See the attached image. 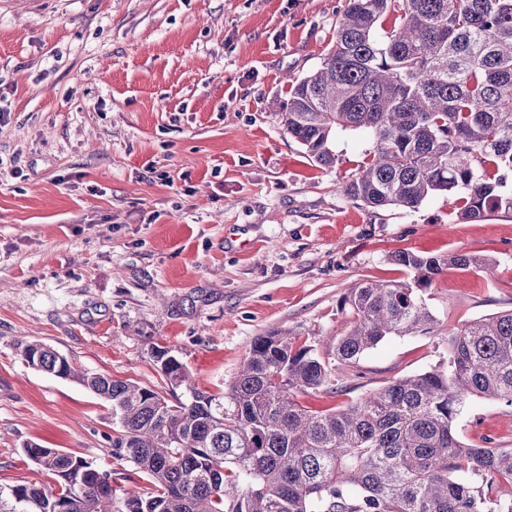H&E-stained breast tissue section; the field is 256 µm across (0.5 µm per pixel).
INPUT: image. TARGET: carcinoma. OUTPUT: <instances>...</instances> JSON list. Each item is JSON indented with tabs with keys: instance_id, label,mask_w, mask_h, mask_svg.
Returning <instances> with one entry per match:
<instances>
[{
	"instance_id": "carcinoma-1",
	"label": "carcinoma",
	"mask_w": 512,
	"mask_h": 512,
	"mask_svg": "<svg viewBox=\"0 0 512 512\" xmlns=\"http://www.w3.org/2000/svg\"><path fill=\"white\" fill-rule=\"evenodd\" d=\"M282 123L318 165L335 164L341 132L371 141L369 162L341 186L354 202L415 209L443 194L465 223L511 213L512 0H345L332 49L291 85ZM391 260L410 280L352 289L340 304L352 326L331 356L294 348L286 332L258 336L223 395L195 388L164 348L154 359L169 387L189 391L184 401L27 344L35 369L112 405V457L149 487L119 496L111 473L28 443L46 481L0 486V512H512V448L466 444L455 428L475 401L512 404V311L455 328L444 369L324 414L297 401L331 384L335 363L430 333L426 293L448 268H492L458 252Z\"/></svg>"
}]
</instances>
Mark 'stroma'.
<instances>
[{"label": "stroma", "mask_w": 512, "mask_h": 512, "mask_svg": "<svg viewBox=\"0 0 512 512\" xmlns=\"http://www.w3.org/2000/svg\"><path fill=\"white\" fill-rule=\"evenodd\" d=\"M345 0H0V485L38 483L36 443L145 483L112 457V406L29 366L51 346L82 370L168 394L169 350L195 386L228 390L275 330L327 354L368 280L404 281L398 250L461 252L426 294L432 333L340 366L312 411L447 365L449 332L512 310V212L457 221L446 196L369 208L340 187L370 142L317 166L284 130L292 81L334 45ZM463 439L512 446V405H467Z\"/></svg>", "instance_id": "1"}]
</instances>
